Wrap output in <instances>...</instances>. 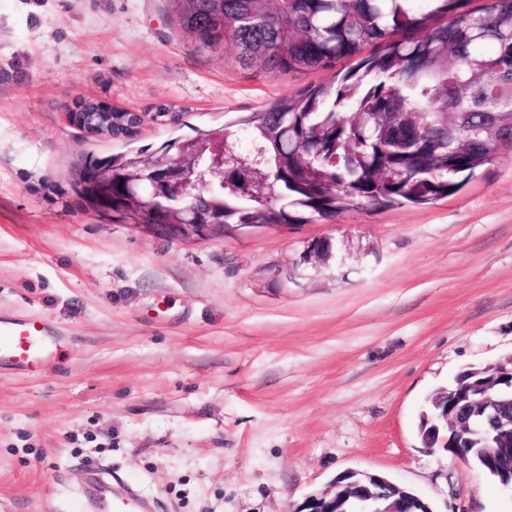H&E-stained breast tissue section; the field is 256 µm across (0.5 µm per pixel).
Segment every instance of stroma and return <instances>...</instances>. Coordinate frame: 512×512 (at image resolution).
<instances>
[{
  "label": "stroma",
  "instance_id": "stroma-1",
  "mask_svg": "<svg viewBox=\"0 0 512 512\" xmlns=\"http://www.w3.org/2000/svg\"><path fill=\"white\" fill-rule=\"evenodd\" d=\"M194 51L171 0H0V316L47 320V373L0 369V512H90L93 474L149 512H287L346 469L435 512L512 489L423 447L427 396L512 355V160L423 207L172 240L83 208L87 155L147 158L330 72ZM82 101L145 114L73 128ZM325 240L329 255L311 253Z\"/></svg>",
  "mask_w": 512,
  "mask_h": 512
}]
</instances>
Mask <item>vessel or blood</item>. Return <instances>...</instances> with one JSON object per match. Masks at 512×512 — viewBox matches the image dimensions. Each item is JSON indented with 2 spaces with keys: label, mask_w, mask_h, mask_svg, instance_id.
I'll list each match as a JSON object with an SVG mask.
<instances>
[{
  "label": "vessel or blood",
  "mask_w": 512,
  "mask_h": 512,
  "mask_svg": "<svg viewBox=\"0 0 512 512\" xmlns=\"http://www.w3.org/2000/svg\"><path fill=\"white\" fill-rule=\"evenodd\" d=\"M55 348L46 323L36 317L0 318V366L45 373Z\"/></svg>",
  "instance_id": "b4317fda"
}]
</instances>
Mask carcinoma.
I'll use <instances>...</instances> for the list:
<instances>
[{
    "mask_svg": "<svg viewBox=\"0 0 512 512\" xmlns=\"http://www.w3.org/2000/svg\"><path fill=\"white\" fill-rule=\"evenodd\" d=\"M196 50L231 41L241 61L280 75L334 71L254 113L244 149L219 128L163 144L162 160L206 136L258 162L246 193L243 172L194 192L174 213L153 210L149 182L126 176L149 159L89 156L72 190L86 209L117 224H186L196 211L226 224H306L360 207L430 205L475 173L512 159V87L487 70L512 71V0H172ZM368 54H363L366 47ZM110 167L112 211L96 200L95 175Z\"/></svg>",
    "mask_w": 512,
    "mask_h": 512,
    "instance_id": "cac0c4a2",
    "label": "carcinoma"
}]
</instances>
